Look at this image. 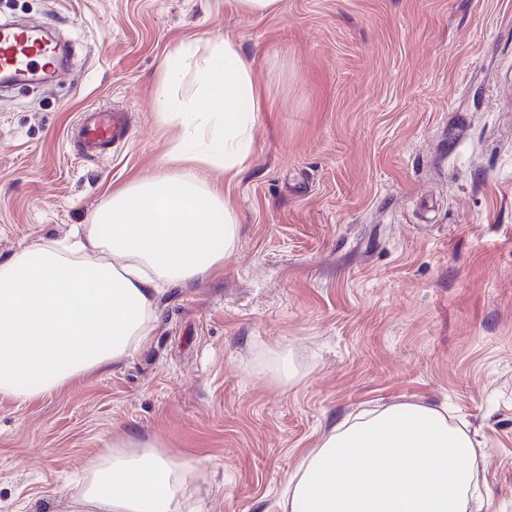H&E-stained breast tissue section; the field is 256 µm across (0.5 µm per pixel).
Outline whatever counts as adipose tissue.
Returning <instances> with one entry per match:
<instances>
[{"instance_id": "obj_1", "label": "adipose tissue", "mask_w": 512, "mask_h": 512, "mask_svg": "<svg viewBox=\"0 0 512 512\" xmlns=\"http://www.w3.org/2000/svg\"><path fill=\"white\" fill-rule=\"evenodd\" d=\"M193 73L189 92L177 86ZM157 100L181 136L148 180L114 191L92 223L63 242L36 241L0 263V395L27 402L119 363L149 334L164 285L224 265L237 215L223 184L252 153L261 107L251 64L234 39L204 58L176 54ZM191 466L125 435L86 468L80 512H200L187 508ZM476 445L443 410L397 404L332 427L301 462L283 512H482Z\"/></svg>"}]
</instances>
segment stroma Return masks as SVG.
I'll return each instance as SVG.
<instances>
[{"label": "stroma", "instance_id": "1", "mask_svg": "<svg viewBox=\"0 0 512 512\" xmlns=\"http://www.w3.org/2000/svg\"><path fill=\"white\" fill-rule=\"evenodd\" d=\"M69 49L60 85L0 88V261L148 179L178 122L183 48L234 37L263 111L216 275L159 298L120 363L0 396V512H77V477L132 432L194 472L203 512H281L303 457L384 405L444 407L479 442L486 512H512V0H0ZM123 111L88 157L81 112ZM285 352L298 370L273 371ZM281 0H226L236 9L255 16H264L275 10Z\"/></svg>", "mask_w": 512, "mask_h": 512}]
</instances>
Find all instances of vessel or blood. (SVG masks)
Segmentation results:
<instances>
[{
  "label": "vessel or blood",
  "instance_id": "vessel-or-blood-1",
  "mask_svg": "<svg viewBox=\"0 0 512 512\" xmlns=\"http://www.w3.org/2000/svg\"><path fill=\"white\" fill-rule=\"evenodd\" d=\"M42 31V26L34 22L11 28L0 26V70L17 75L22 83L35 72L40 73L43 85L60 81L65 75L62 61L56 47L42 40ZM126 131L122 116L95 108L81 113L70 138L83 154L94 156L120 142Z\"/></svg>",
  "mask_w": 512,
  "mask_h": 512
}]
</instances>
